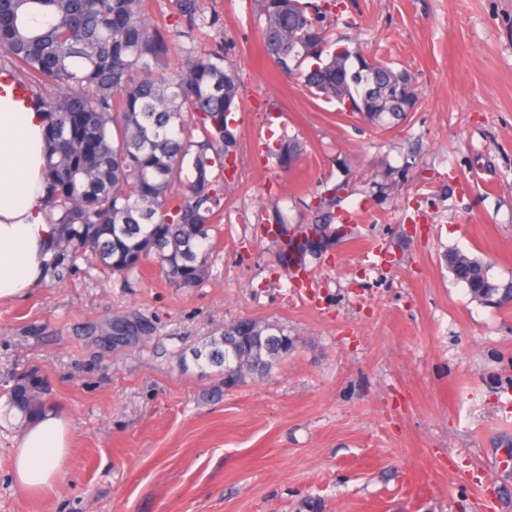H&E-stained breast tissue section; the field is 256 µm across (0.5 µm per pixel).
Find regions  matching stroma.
<instances>
[{
  "mask_svg": "<svg viewBox=\"0 0 512 512\" xmlns=\"http://www.w3.org/2000/svg\"><path fill=\"white\" fill-rule=\"evenodd\" d=\"M172 56L223 46L241 66L237 154L209 273L171 285L81 264L0 303V391L27 372L73 448L55 489L22 492L26 423L0 418V512H512V301L457 284L456 249L512 278V0H341L324 25L407 70L418 102L391 129L312 97L267 55L250 0ZM301 156L279 162L281 135ZM352 234L312 236L308 287L267 228L309 235L322 198ZM134 336L117 342L112 323ZM287 326L295 349L225 388L196 350L226 324Z\"/></svg>",
  "mask_w": 512,
  "mask_h": 512,
  "instance_id": "stroma-1",
  "label": "stroma"
}]
</instances>
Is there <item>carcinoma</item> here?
Wrapping results in <instances>:
<instances>
[{"label":"carcinoma","mask_w":512,"mask_h":512,"mask_svg":"<svg viewBox=\"0 0 512 512\" xmlns=\"http://www.w3.org/2000/svg\"><path fill=\"white\" fill-rule=\"evenodd\" d=\"M266 51L314 97L336 101L381 127L414 110L411 76L329 40L323 17L338 0H256ZM178 21L152 20L147 0H0V71L21 76L44 115V213L55 225L45 263L62 283L79 261L96 259L128 281L154 257L168 281L195 287L205 277L227 162L237 138L242 74L224 49L169 57L172 40L192 41L201 0H170ZM194 125L186 126V117ZM448 270L473 299H512V279L492 263L450 251ZM294 348L278 323L224 327L195 360L228 372L240 358V385L264 377ZM40 380L23 375L4 391L24 418L42 409Z\"/></svg>","instance_id":"cac0c4a2"}]
</instances>
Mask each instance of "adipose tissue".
Instances as JSON below:
<instances>
[{"label":"adipose tissue","instance_id":"1","mask_svg":"<svg viewBox=\"0 0 512 512\" xmlns=\"http://www.w3.org/2000/svg\"><path fill=\"white\" fill-rule=\"evenodd\" d=\"M43 117L0 90V301L16 299L45 278V249L53 228L44 216ZM72 441L64 419L41 415L27 426L15 453L12 476L29 492L56 485Z\"/></svg>","mask_w":512,"mask_h":512}]
</instances>
